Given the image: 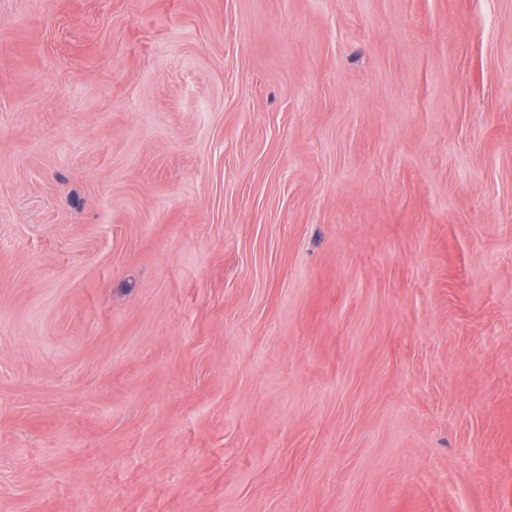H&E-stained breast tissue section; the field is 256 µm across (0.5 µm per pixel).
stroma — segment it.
<instances>
[{"mask_svg":"<svg viewBox=\"0 0 512 512\" xmlns=\"http://www.w3.org/2000/svg\"><path fill=\"white\" fill-rule=\"evenodd\" d=\"M0 512H512V0H0Z\"/></svg>","mask_w":512,"mask_h":512,"instance_id":"stroma-1","label":"stroma"}]
</instances>
